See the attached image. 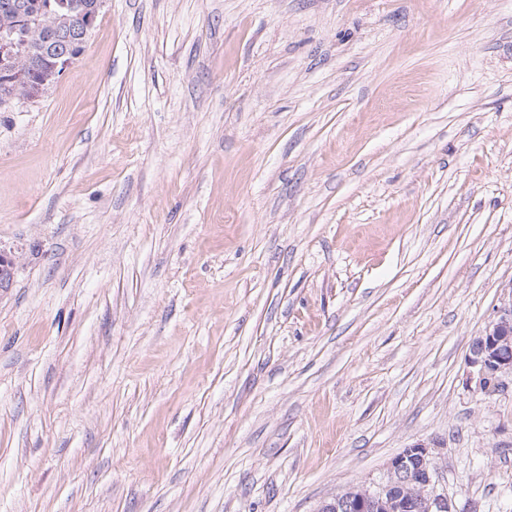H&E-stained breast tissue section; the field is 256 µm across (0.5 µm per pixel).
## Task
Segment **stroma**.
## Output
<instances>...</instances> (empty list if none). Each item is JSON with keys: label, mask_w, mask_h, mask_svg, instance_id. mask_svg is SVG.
Listing matches in <instances>:
<instances>
[{"label": "stroma", "mask_w": 512, "mask_h": 512, "mask_svg": "<svg viewBox=\"0 0 512 512\" xmlns=\"http://www.w3.org/2000/svg\"><path fill=\"white\" fill-rule=\"evenodd\" d=\"M0 512H317L425 444L512 512V0H106L0 112ZM510 293V304L470 344L468 363L477 390H486L491 377L512 374V289Z\"/></svg>", "instance_id": "stroma-1"}]
</instances>
